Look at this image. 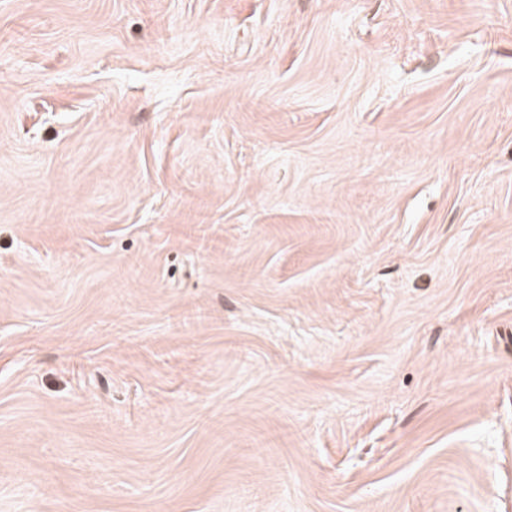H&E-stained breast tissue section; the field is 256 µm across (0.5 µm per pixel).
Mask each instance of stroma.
<instances>
[{
    "instance_id": "stroma-1",
    "label": "stroma",
    "mask_w": 512,
    "mask_h": 512,
    "mask_svg": "<svg viewBox=\"0 0 512 512\" xmlns=\"http://www.w3.org/2000/svg\"><path fill=\"white\" fill-rule=\"evenodd\" d=\"M0 512H512V0H0Z\"/></svg>"
}]
</instances>
